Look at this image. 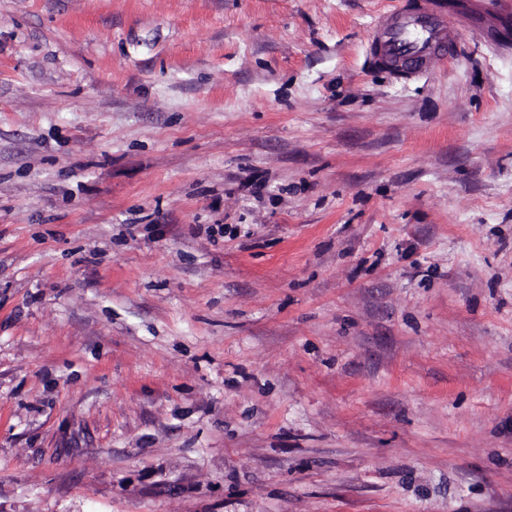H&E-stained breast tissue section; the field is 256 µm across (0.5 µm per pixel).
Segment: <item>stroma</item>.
Wrapping results in <instances>:
<instances>
[{
	"label": "stroma",
	"mask_w": 512,
	"mask_h": 512,
	"mask_svg": "<svg viewBox=\"0 0 512 512\" xmlns=\"http://www.w3.org/2000/svg\"><path fill=\"white\" fill-rule=\"evenodd\" d=\"M396 0H0V512H512V49ZM427 1L420 0L414 7L405 4L378 19L375 47L381 42L386 52L404 59L407 72L417 71L436 51L445 56L454 49L449 19L435 13Z\"/></svg>",
	"instance_id": "1"
}]
</instances>
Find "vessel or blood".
Returning <instances> with one entry per match:
<instances>
[{
  "mask_svg": "<svg viewBox=\"0 0 512 512\" xmlns=\"http://www.w3.org/2000/svg\"><path fill=\"white\" fill-rule=\"evenodd\" d=\"M453 29L444 17L435 13L426 0L403 5L380 17L375 39L385 51L404 59L408 71L423 66L435 52L452 53Z\"/></svg>",
  "mask_w": 512,
  "mask_h": 512,
  "instance_id": "vessel-or-blood-1",
  "label": "vessel or blood"
}]
</instances>
